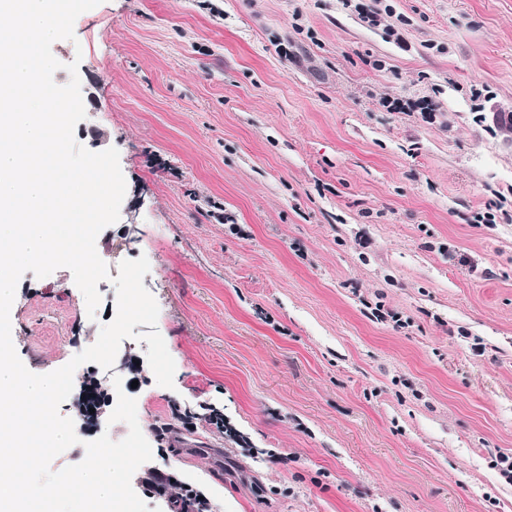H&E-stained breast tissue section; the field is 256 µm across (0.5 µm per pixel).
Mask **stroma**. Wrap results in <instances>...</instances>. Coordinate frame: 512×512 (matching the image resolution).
Here are the masks:
<instances>
[{"label":"stroma","mask_w":512,"mask_h":512,"mask_svg":"<svg viewBox=\"0 0 512 512\" xmlns=\"http://www.w3.org/2000/svg\"><path fill=\"white\" fill-rule=\"evenodd\" d=\"M74 35L54 80L126 194L95 317L20 279L24 365L94 344L144 256L174 386L128 338L123 390L211 512H512V0H101ZM202 403L223 430L163 433Z\"/></svg>","instance_id":"35a3bbf8"}]
</instances>
